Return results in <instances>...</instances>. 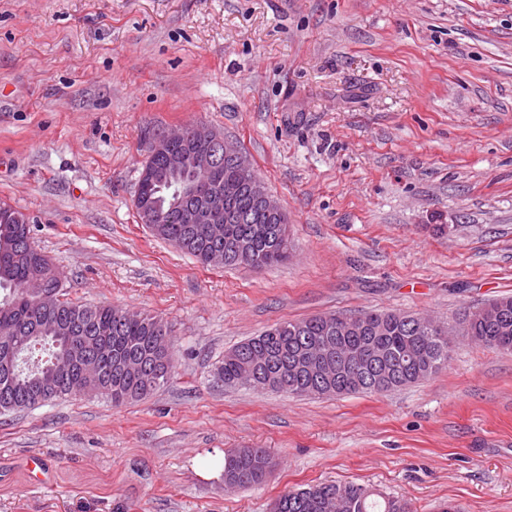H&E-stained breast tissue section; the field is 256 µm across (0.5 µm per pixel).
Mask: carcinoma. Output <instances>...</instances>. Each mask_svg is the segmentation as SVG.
I'll list each match as a JSON object with an SVG mask.
<instances>
[{
    "label": "carcinoma",
    "mask_w": 512,
    "mask_h": 512,
    "mask_svg": "<svg viewBox=\"0 0 512 512\" xmlns=\"http://www.w3.org/2000/svg\"><path fill=\"white\" fill-rule=\"evenodd\" d=\"M213 183L229 190L224 197V213L234 216V222L224 224L220 247L231 253L238 245L250 244L258 258L259 268L287 260L290 247L271 232L254 235L258 214L252 197L239 185L235 165L218 163L213 169ZM138 191L152 199L162 215V223L153 231L155 237L168 242H184L183 252L206 264V253L213 247L207 237L206 225L184 224L180 211L184 200L173 195L167 182L156 179L146 184L138 182ZM16 209L0 201V329L29 323L35 318L34 303L24 293L26 282L36 275L46 285L58 290L60 310L53 325L30 333L28 341L18 350L9 374L0 372V408L13 413L38 406L34 401L37 390L53 385L60 389L50 399H62L72 394L69 384L80 380L93 387L102 375L109 380L102 395L120 406L145 398L169 381L167 371L173 368L168 336V323L143 313L132 319L112 316L109 305H91L73 301L63 293L60 271L45 265L47 256L36 247L33 238L19 231L11 214ZM365 328L356 334L341 330L342 316L331 314L333 324H326V315L319 314L284 321L250 337L224 353L217 368L218 378L227 387L238 385L243 365L255 361L258 369L287 366L296 353L317 350L320 343H333L330 373L334 395L380 393L370 380L373 371L381 369L398 380L393 388H401L426 379L448 364L450 341L448 329L439 325L422 327L407 321V314L393 311H368L359 314ZM463 334L472 340L499 349L512 350V296L493 299L464 315ZM91 336L106 340L109 352L98 356L100 372L82 376L79 366L62 361L64 355L79 359L92 356L78 337ZM128 362H136L141 372L119 370ZM160 373L154 386H146L144 376L149 370ZM309 378L298 369L285 393L298 396L313 394ZM270 455L264 448H234L224 452V476L235 487L261 483ZM374 493L359 484L319 483L281 495L272 512H412L409 503L397 497H385L379 502Z\"/></svg>",
    "instance_id": "cac0c4a2"
}]
</instances>
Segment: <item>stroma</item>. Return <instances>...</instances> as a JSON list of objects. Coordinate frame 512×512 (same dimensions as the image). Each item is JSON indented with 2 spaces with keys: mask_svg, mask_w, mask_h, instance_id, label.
Masks as SVG:
<instances>
[{
  "mask_svg": "<svg viewBox=\"0 0 512 512\" xmlns=\"http://www.w3.org/2000/svg\"><path fill=\"white\" fill-rule=\"evenodd\" d=\"M190 123L236 142L279 200L288 262L206 266L140 223L147 134ZM0 199L71 298L171 324L174 364L120 407L0 416V512H269L331 481L414 512H512L510 351L456 335L420 384L330 398L214 376L280 322L452 326L512 295V0H0ZM245 447L273 465L227 488L224 452Z\"/></svg>",
  "mask_w": 512,
  "mask_h": 512,
  "instance_id": "obj_1",
  "label": "stroma"
}]
</instances>
